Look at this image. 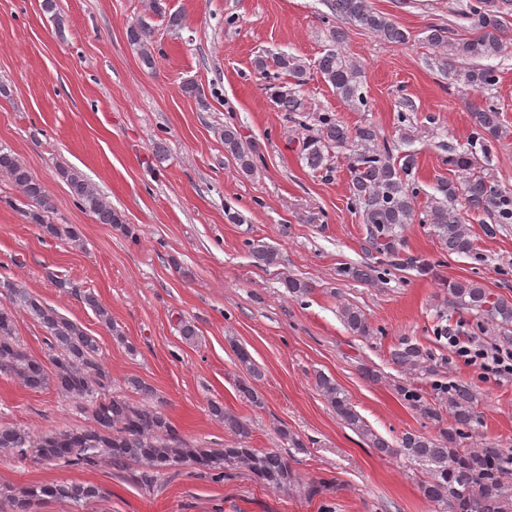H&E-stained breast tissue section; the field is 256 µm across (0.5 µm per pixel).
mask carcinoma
I'll use <instances>...</instances> for the list:
<instances>
[{"mask_svg":"<svg viewBox=\"0 0 512 512\" xmlns=\"http://www.w3.org/2000/svg\"><path fill=\"white\" fill-rule=\"evenodd\" d=\"M512 0H469L461 19L470 22L473 30L468 38H455L453 31L433 28L428 41L434 45H448L449 69L454 81L467 87L487 89L497 84L496 71L477 65L458 68L456 60L474 61L500 55L508 34L504 15ZM336 19L368 30L391 44H404L409 35L387 17L376 12L369 0H332ZM129 43L140 50L142 64L152 69L156 65L148 47L151 30L140 22L127 29ZM256 66L266 71L270 66L291 78L293 87L277 88L273 103L282 112H299L303 102L296 87L307 81V66L287 54L266 60L257 59ZM316 70L348 102L363 100L360 92L361 73L356 64L335 50L321 56ZM473 133L468 147L448 156V165L462 173L458 182L443 180L437 185L441 198L433 199L426 211L429 224L450 255L468 256L473 253L474 241L470 229L448 202L461 199L470 209L486 213L497 224L512 223V194L493 184L487 178L473 173L477 164L476 150L488 151L490 140L502 136L500 113L486 103L473 105L471 111ZM316 136L302 147L306 166L314 172L328 169L329 156L325 151L343 147L355 141L360 149L354 153L349 166L350 191L362 215L369 242L376 253L398 269L414 268L418 260L403 254L400 231L415 220V188L407 176L415 167L411 154L403 161L393 160L390 151L376 144L373 126L364 125L354 131L342 122L324 113L318 116ZM224 151L230 154L240 169L253 171L254 160L243 146L239 131L230 125L221 132ZM58 175L69 185L79 206L95 217L100 224L124 227L122 216L100 192L77 172L61 167ZM0 176L6 178L32 203L28 218L46 235L79 243V235L71 224L50 221L54 204L44 183L10 150L0 146ZM252 257L265 266L279 264V252L264 242L249 244ZM56 287L79 297L92 308L107 328L114 329L112 319L97 297L78 289L69 279L54 280ZM283 286L292 298L308 295L312 284L304 279L287 276ZM448 292L462 308L475 310L491 320L500 333L512 341V301L495 297L480 284L468 280L447 283ZM0 375L13 377L32 388H53L59 393L84 399L92 407L91 424L77 429L61 430L36 435L19 425L0 426V456L34 459L43 464H65L83 470H94L108 462L116 470L133 476L141 485L150 487L157 476L176 471L187 463L196 465L215 480L224 478V472L242 469L264 487L288 490L295 486L297 477L279 448L257 450L250 446L251 422L224 409L219 400L208 401L212 417L224 425L234 439L231 448H194L178 428L161 411L156 390L138 378L127 380L129 394L112 392V375L101 361L99 344L77 322L48 307L40 297L20 287L7 277L0 278ZM23 310L37 320L47 332L52 369L47 370L22 347L15 334L13 312ZM341 319L354 336L368 339L373 335L365 313L352 304L340 310ZM239 365L245 370L238 382V391L248 402L259 407L262 398L254 381L261 371L249 352L235 347ZM392 363L411 374L426 368L429 353L409 337H402L390 353ZM315 386L320 395L355 432L369 445L382 453L399 455L415 466L422 475L420 489L435 508V512H512V501L505 496V480L512 479V456H505L496 448H465V429L475 418L473 392L464 387L440 384L438 399L448 405L453 424L439 430L436 436L417 432L405 433L392 445L374 432L354 409L346 391L322 372L315 374ZM403 398L429 419L441 421L439 411L422 400L415 390L401 385ZM100 490L91 484L57 483L31 484L20 489L0 488V500H10L21 512H33L46 497L73 505H83L99 497Z\"/></svg>","mask_w":512,"mask_h":512,"instance_id":"1","label":"carcinoma"}]
</instances>
